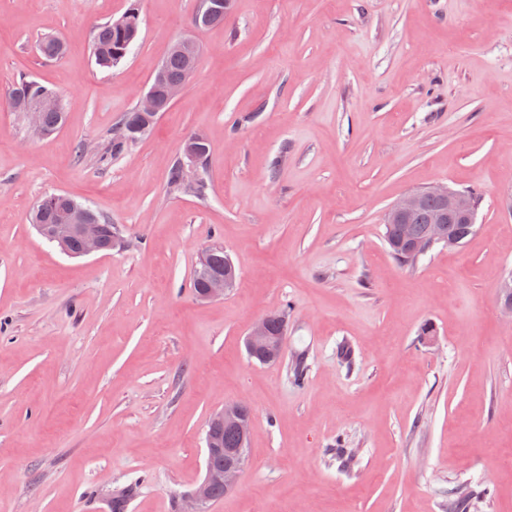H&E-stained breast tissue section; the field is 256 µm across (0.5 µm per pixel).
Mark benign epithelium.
<instances>
[{
  "label": "benign epithelium",
  "instance_id": "7a95c632",
  "mask_svg": "<svg viewBox=\"0 0 512 512\" xmlns=\"http://www.w3.org/2000/svg\"><path fill=\"white\" fill-rule=\"evenodd\" d=\"M231 8V0H201L200 12L210 18L222 19ZM169 51L184 57L186 72L181 84H171L166 89L165 99H159L153 90L149 89L140 96L137 108L141 112L139 131L148 132L150 125L156 123L164 102H175L183 92L186 84L192 78L196 69L197 41L191 37L180 38L170 44ZM53 107L48 101L18 102L17 108L25 112L30 125L40 129L42 112ZM181 182L184 189L192 193L205 182V173L201 163L199 150L193 141L183 142L179 153ZM433 196L444 202L445 210L437 216L430 225L425 240L413 246V253L422 255L431 249L435 243L452 242L450 224L453 218L462 215L468 222L475 223L476 207L469 195L463 192H451L446 186H433L422 191H413L395 202L386 215L387 223L405 220L415 214L422 205L425 197ZM78 233L83 239L82 255L88 256L100 252L102 225L87 222V211L82 208H71L66 216V223L55 224L51 230V239L63 244L72 233ZM228 268L222 274H212L206 277L204 285L196 292L201 301L221 298L229 293L236 285V278L231 259H226ZM286 323V318L276 313H269L259 318L249 329L245 343L251 358L262 364L278 362L283 351L285 336L270 334L271 324ZM235 431L239 437L236 448H224L218 441L224 429ZM253 430L252 417L247 415L240 402L224 404V409L216 413L210 420L206 433V471L199 486L189 497L187 512H206L211 500V491L215 486L231 491L248 464V442Z\"/></svg>",
  "mask_w": 512,
  "mask_h": 512
}]
</instances>
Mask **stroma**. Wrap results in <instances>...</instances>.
Segmentation results:
<instances>
[{
	"label": "stroma",
	"instance_id": "35a3bbf8",
	"mask_svg": "<svg viewBox=\"0 0 512 512\" xmlns=\"http://www.w3.org/2000/svg\"><path fill=\"white\" fill-rule=\"evenodd\" d=\"M140 37L109 70L95 28L130 3ZM0 0V512H182L211 417L252 411L249 464L207 512H512V0ZM56 35L49 60L39 40ZM195 75L109 165L97 150L172 41ZM66 118L14 111L20 75ZM211 145L205 196L174 195L185 137ZM84 157H76L78 146ZM476 189V231L402 266L385 214L410 191ZM64 193L119 242L72 257L31 222ZM237 285L202 302L214 243ZM287 309L281 360L244 338ZM308 371L293 384L295 353ZM44 98L53 99L56 104V109L46 111L53 107V104L48 101L33 103L22 102V100L33 101ZM18 100L21 101L17 103V108L22 112H26L28 121L33 128L37 130L40 129L42 116V126L39 131L41 134L49 135L61 128L64 124L65 112L62 110L57 93L35 79L26 75L19 76L12 91V105ZM21 111L17 110V112Z\"/></svg>",
	"mask_w": 512,
	"mask_h": 512
}]
</instances>
